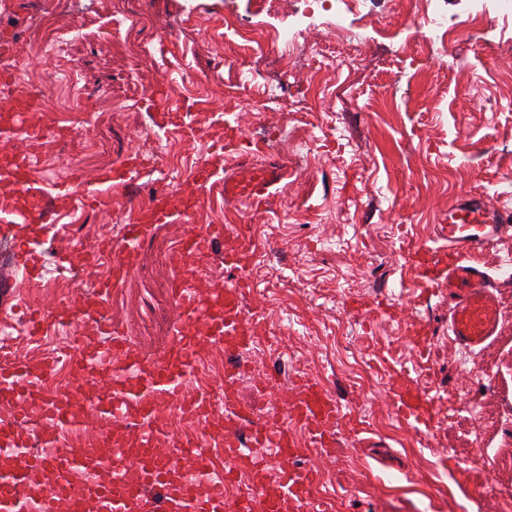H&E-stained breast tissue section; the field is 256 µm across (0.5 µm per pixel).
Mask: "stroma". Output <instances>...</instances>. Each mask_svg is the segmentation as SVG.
I'll return each instance as SVG.
<instances>
[{
  "mask_svg": "<svg viewBox=\"0 0 512 512\" xmlns=\"http://www.w3.org/2000/svg\"><path fill=\"white\" fill-rule=\"evenodd\" d=\"M49 15L32 24L24 11L0 13V36L16 38L25 60L18 84H50L29 61L53 32L83 30L69 45L79 85L90 97L80 125L89 151L68 161L59 144L43 165L50 181L48 218H60L62 243L102 234L101 209L71 204L55 182L79 172L85 184L128 153L146 135L169 140L155 124L157 87L171 90L170 110L197 125L194 150L235 179L244 162L225 163L220 145L242 135L280 140L288 177L272 189L262 214H242L223 195L211 194L195 221L252 225L259 243L251 265L264 294L246 292L245 309L261 307L270 334L262 350L235 363L247 382L236 388L254 423L281 407L285 389L306 375L365 420L368 430L351 440L346 421L336 426L331 457L297 432L300 469L328 473L324 489L339 512H498L486 495L473 452L501 463L500 479L512 486V271L498 264L512 252V230L478 255L496 278L499 322L493 336L465 350L448 332L447 291L423 296V285L403 253L415 243L442 238L448 205L463 192L485 195L512 209V16L485 22L459 17L445 0L448 23L463 28L446 43L429 42L410 0H371L359 23L360 44L342 47L354 64L331 66L320 52L331 44L323 16L301 13L286 0L285 17L267 15L256 0H94L90 12L69 0H48ZM190 18L191 40L176 36L160 48L157 32L172 19ZM309 29L313 51L295 57L284 89L304 103L284 115L276 106L253 108L264 75L282 52L270 28ZM239 62L227 64L226 55ZM219 75L218 92L184 89L183 78ZM179 222L154 227L141 247L136 270L112 304L121 331L138 352L161 358L174 333L172 284L185 259ZM331 237L335 246L325 247ZM303 280L304 294L285 298L280 282ZM385 303L371 319L349 302ZM343 328L347 343L332 336ZM479 364L481 379L464 365ZM431 389L434 441L423 445L415 429L393 410L390 393L401 377Z\"/></svg>",
  "mask_w": 512,
  "mask_h": 512,
  "instance_id": "35a3bbf8",
  "label": "stroma"
}]
</instances>
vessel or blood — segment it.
<instances>
[{"instance_id":"vessel-or-blood-1","label":"vessel or blood","mask_w":512,"mask_h":512,"mask_svg":"<svg viewBox=\"0 0 512 512\" xmlns=\"http://www.w3.org/2000/svg\"><path fill=\"white\" fill-rule=\"evenodd\" d=\"M37 100L22 98L11 111L0 114V141L41 142L47 129L28 124L24 113L38 108ZM225 151L251 161L250 170L239 180L225 182V197L234 199L244 213L262 211L270 189L284 173L282 166L265 163L264 144L237 139ZM143 166L131 152L114 164L107 183L127 184L135 180ZM216 175L211 164H203L195 176V188L181 201L159 192L136 207L115 248L112 289L136 268L142 240L153 225L175 218L190 221L196 205L197 187L211 184ZM0 185L28 202L25 211L14 213L15 224H36L42 215V190L26 182L18 161L0 160ZM512 224V213L491 205L483 196L466 193L448 206L446 248L432 253L415 245L406 252L409 261L434 266L435 278L444 280L454 306L448 329L464 347L473 348L492 336L498 323L496 301L490 291V277L475 264V256L494 242ZM238 246L224 254L227 277L222 286L198 290L186 275H179L173 291L176 326L173 341L163 357H142L119 331L111 315L103 313L99 290L85 295L80 309L52 304L23 322L28 335L40 336L58 322L67 324L79 336L81 370L88 375L108 374L112 394L108 399L84 403L83 407L61 408L59 398H46L41 382L49 364H11L0 368V401L19 405L23 412L39 420L36 433L16 428L0 429V512H324L323 502L312 496L314 472L300 471L293 460L298 454L291 427L299 425L308 434L312 447L329 454L336 445L335 427L345 410L335 397L315 379L296 385L288 402L287 417L272 415L270 423L256 427L235 393L236 370L224 377L223 406L204 396L188 397L186 386L193 372V351L205 345L222 346L226 355L239 356L255 340V325L242 306L248 286L244 276L258 244L248 224H214L206 230L191 231L182 241V254L211 248L224 237ZM96 324L105 342L85 335ZM190 403L214 430L208 440H194L191 447L174 455L159 448V433L150 424L158 406ZM430 393L414 395L406 386L392 393L396 412L405 420L425 425ZM140 408L139 437L135 444L109 454L78 446L58 447L60 434L71 426L72 418L83 411L94 415L92 437L111 435L125 421L129 406ZM224 455L223 469L211 461L214 450ZM247 477L250 496L228 500L226 482Z\"/></svg>"}]
</instances>
